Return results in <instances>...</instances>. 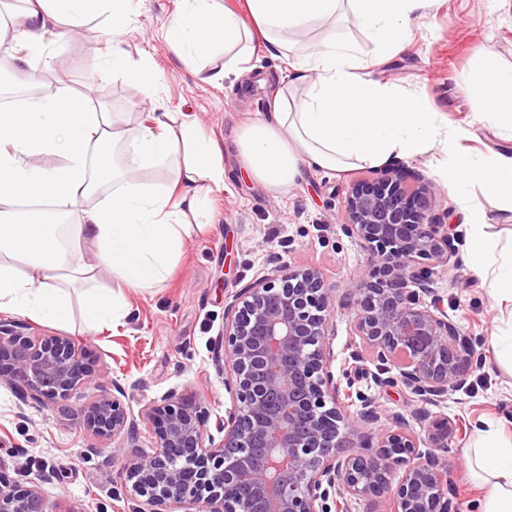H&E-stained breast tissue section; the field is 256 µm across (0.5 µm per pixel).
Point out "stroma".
<instances>
[{
	"mask_svg": "<svg viewBox=\"0 0 512 512\" xmlns=\"http://www.w3.org/2000/svg\"><path fill=\"white\" fill-rule=\"evenodd\" d=\"M178 0H136L123 40L133 57L148 58L164 75L157 91L122 75L99 78L111 37L106 16L86 20L75 34L49 47L51 67L62 74L66 93L88 96L122 122L137 118L140 104L160 99L171 112L197 117L223 152L226 187L214 193L210 223L186 241L172 275L144 290H125L130 303L120 324L93 333L82 319V296L72 291L67 326L23 319L27 336L61 334L86 345L96 359L90 384L71 398L66 412L23 401L14 387L0 384V474L37 490L62 512H133L127 457L150 451L152 433L143 409L169 392L202 403L211 420L233 405L224 388V366L216 359L224 333V308L233 295L257 279L312 269L326 287L343 292L355 278H368L367 252L343 230L345 197L353 181L373 179L371 166L345 173L302 168L288 192L269 190L249 179L237 148L241 128L268 112L275 93L288 83V65L271 55L264 41L254 43L250 72L225 79L217 88L200 83L166 45L164 30ZM411 43L379 61L375 76L422 96L438 120L469 129L461 152L512 154V142L479 120L460 90L463 75L480 57L495 55L512 65V0H433L425 18L412 25ZM448 231L457 235L459 266L435 288L462 333L483 355L470 392L449 396L442 407L421 405L401 386L372 387L381 426L398 418L424 434L413 412L447 416L454 427L448 454L450 489L462 512H479L482 492L470 480L465 453L487 422L503 421L502 443L512 442V362L498 357L494 337L512 334V303L492 296L491 272L468 257L469 232L455 196L441 194ZM125 391L124 403L136 423L125 440V456L112 455L109 440L90 436L82 410Z\"/></svg>",
	"mask_w": 512,
	"mask_h": 512,
	"instance_id": "stroma-1",
	"label": "stroma"
}]
</instances>
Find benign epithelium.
<instances>
[{"label":"benign epithelium","instance_id":"7a95c632","mask_svg":"<svg viewBox=\"0 0 512 512\" xmlns=\"http://www.w3.org/2000/svg\"><path fill=\"white\" fill-rule=\"evenodd\" d=\"M438 196L430 182L408 184L397 167L349 188L343 230L363 244L372 275L351 281L342 300L359 341L337 374L328 342L335 295L317 272L263 278L233 296L219 359L236 404L216 426L223 437L208 433L204 406L175 392L149 404L142 418L153 449L126 463L136 512L186 502L205 512H351L352 502L378 498L390 499L392 512H460L448 493V418L428 421L424 440L404 418L382 429L376 399L360 389L364 379L399 384L438 406L450 392H468L481 366L433 288L458 266ZM94 366L89 348L69 336H25L0 321V382L25 399L61 405L90 383ZM83 424L114 442L135 429L117 396L86 407ZM0 512L52 508L36 491L0 482Z\"/></svg>","mask_w":512,"mask_h":512}]
</instances>
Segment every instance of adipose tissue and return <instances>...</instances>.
I'll list each match as a JSON object with an SVG mask.
<instances>
[{
  "label": "adipose tissue",
  "mask_w": 512,
  "mask_h": 512,
  "mask_svg": "<svg viewBox=\"0 0 512 512\" xmlns=\"http://www.w3.org/2000/svg\"><path fill=\"white\" fill-rule=\"evenodd\" d=\"M27 3L22 12L0 17V42L11 40L17 75L31 79L48 67L41 57L46 35L64 25L77 28L106 10L112 18L113 69L138 82L161 83L147 59H133L122 46L132 0ZM430 5L431 0H247L240 14L220 0H181L165 40L192 60L223 51L221 69L196 71L210 85L242 70L258 36L287 61L294 86L281 88L271 112L238 136L246 172L267 188L287 191L304 164L343 171L437 148L446 155L440 174L449 191L461 196L470 183H479L501 199L502 219L512 223V157L460 155L456 145L467 129L438 122L420 96L372 78L369 62L328 30L337 16L351 12L386 57L410 41L413 20L425 17ZM462 88L472 111L493 117L504 139L512 141V67L484 56ZM65 99L61 90L48 88L19 109L0 111V311L68 323L69 288L82 283L84 324L93 332L126 317L121 289H145L166 279L209 194L223 190L224 165L218 143L188 113L155 111L123 127L87 102L64 110ZM116 147L122 155L112 160L113 190L95 198L91 164ZM37 156L61 162L32 165ZM160 167L171 179H140L141 171ZM26 201L49 204L60 223L18 219V206ZM461 210L471 227L472 261L492 267L491 293L512 302V252L497 254L485 237L481 208L465 203ZM89 245L95 248L91 263L84 257ZM101 269L117 278L119 290L89 287ZM466 457L486 490L480 512H512V447L497 444L489 428Z\"/></svg>",
  "instance_id": "1"
}]
</instances>
